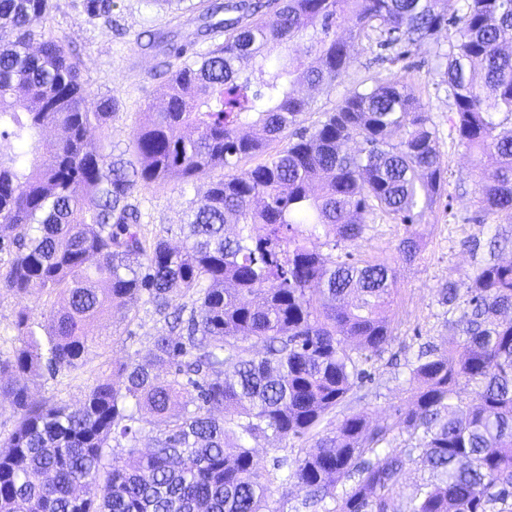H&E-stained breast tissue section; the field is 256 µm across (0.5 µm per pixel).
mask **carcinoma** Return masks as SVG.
Wrapping results in <instances>:
<instances>
[{
    "label": "carcinoma",
    "instance_id": "obj_1",
    "mask_svg": "<svg viewBox=\"0 0 512 512\" xmlns=\"http://www.w3.org/2000/svg\"><path fill=\"white\" fill-rule=\"evenodd\" d=\"M114 0H84L112 21ZM204 52L159 29L166 99L132 132L130 158L61 38L35 27L53 0H0V291L49 303L14 316L0 397V512H278L293 489L321 512H512V261L489 258L439 289L448 347L407 364L412 396L390 420L332 419L391 344L397 268L347 248L381 212L420 253L416 226L447 193L430 113L399 79L350 89L311 128L299 86L330 87L344 48L377 35L391 52L448 31L435 68L450 129L475 157L476 211L512 223V0H202ZM64 131L43 141L44 131ZM286 145L270 152L272 145ZM358 145L352 149L350 143ZM268 158L236 173L238 163ZM206 176L185 242L148 236L140 188ZM328 249L324 254L319 247ZM341 250L344 256H336ZM189 299L185 307L174 298ZM152 306L168 331L112 366L77 408L34 400L29 383L77 369L104 317ZM158 428L138 447L142 424ZM302 439L260 468L253 446ZM415 494L394 496L406 476Z\"/></svg>",
    "mask_w": 512,
    "mask_h": 512
}]
</instances>
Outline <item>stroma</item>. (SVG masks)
Masks as SVG:
<instances>
[{
    "mask_svg": "<svg viewBox=\"0 0 512 512\" xmlns=\"http://www.w3.org/2000/svg\"><path fill=\"white\" fill-rule=\"evenodd\" d=\"M58 7L49 23L52 35L65 37L84 63V78L90 90L100 96H116L121 108L113 114L108 135L114 152L125 151L134 126L141 120L147 104L158 102L162 86L151 79L154 50L139 48L137 40L151 29H167L176 41H195L197 49H206L210 41L199 35L196 15L184 14L171 21L169 13L156 0H119L111 24L89 18L82 0H56ZM448 47L446 36L415 47L409 58L390 64L379 61L377 47L369 41L355 43L348 51L347 75L335 86L313 92L314 110L306 114L307 123L321 120L355 83L398 78L414 86L430 113L439 139L442 166L447 173L449 198L440 203L419 228L422 247L410 263L399 261L396 246L404 234L402 225L380 215L352 246L358 258L395 260L398 273L397 295L388 310L392 330L389 351L373 358L369 370L375 378L377 395L370 401L372 420L378 421L409 397L408 374L401 359L412 357L421 343L438 346L448 343L438 288L446 280L472 270L484 250L480 241L500 232L512 237V224L468 223L478 192V176L465 149L457 147L449 130L448 93L434 72L435 52ZM194 189L171 184L141 190L140 200L150 229L162 233L171 246L184 242V224ZM115 335L105 337L90 348L80 370L60 371L55 377L31 385L35 399L54 398L76 407L108 365L123 362L133 355H146L151 339L163 334L165 325L140 308L132 326L115 320Z\"/></svg>",
    "mask_w": 512,
    "mask_h": 512,
    "instance_id": "stroma-1",
    "label": "stroma"
}]
</instances>
